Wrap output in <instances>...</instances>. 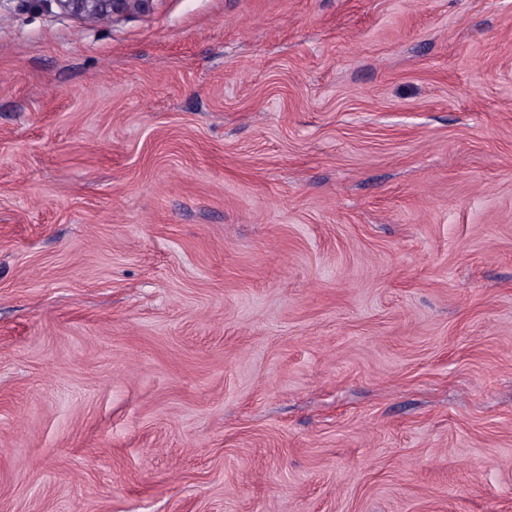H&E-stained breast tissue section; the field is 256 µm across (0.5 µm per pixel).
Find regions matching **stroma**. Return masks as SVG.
Returning <instances> with one entry per match:
<instances>
[{"instance_id": "stroma-1", "label": "stroma", "mask_w": 512, "mask_h": 512, "mask_svg": "<svg viewBox=\"0 0 512 512\" xmlns=\"http://www.w3.org/2000/svg\"><path fill=\"white\" fill-rule=\"evenodd\" d=\"M0 512H512V0H0ZM39 10H52L84 19H104L129 10H144L152 0H27Z\"/></svg>"}]
</instances>
